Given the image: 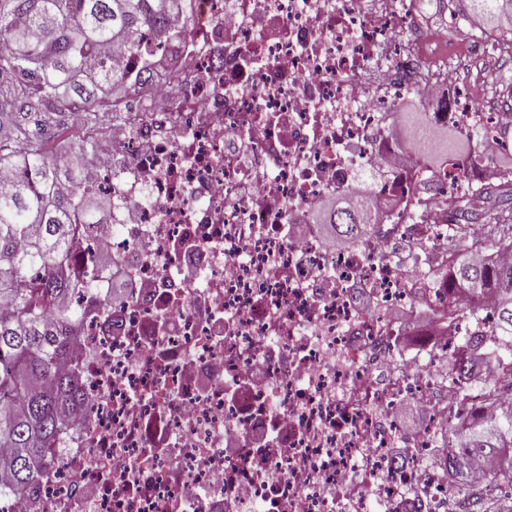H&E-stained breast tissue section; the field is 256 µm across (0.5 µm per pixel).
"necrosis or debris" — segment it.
<instances>
[{
  "instance_id": "obj_1",
  "label": "necrosis or debris",
  "mask_w": 512,
  "mask_h": 512,
  "mask_svg": "<svg viewBox=\"0 0 512 512\" xmlns=\"http://www.w3.org/2000/svg\"><path fill=\"white\" fill-rule=\"evenodd\" d=\"M389 2L193 0L171 22L187 44L145 38L153 73L88 159L110 214L73 264L108 272L69 342L78 418L7 512H473L439 431L512 392L496 364L448 367L449 332L498 341L493 294L440 318V207L511 174L422 157L441 127L498 153L512 112L449 102L447 41L419 22L403 55ZM411 94L432 120L398 139L387 114ZM366 172L368 234L307 228ZM414 399L409 433L395 410Z\"/></svg>"
}]
</instances>
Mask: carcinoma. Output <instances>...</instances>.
<instances>
[{
    "mask_svg": "<svg viewBox=\"0 0 512 512\" xmlns=\"http://www.w3.org/2000/svg\"><path fill=\"white\" fill-rule=\"evenodd\" d=\"M463 14L479 17L494 31L512 19V0H462ZM191 0H0V127L11 130L0 142V169L19 173L0 194V458L8 478L0 484V512L7 499L38 481L59 437L70 427L68 414L80 397L67 344L82 310L65 304L81 288L93 291L91 275H80L71 258L90 227L107 219L105 201L92 190L85 165L60 164L49 148L57 128L49 113L73 105L87 127L108 118L119 121L110 91L135 85L127 74L106 65L99 52L121 43L138 64L139 74L153 60L142 49L151 30L164 42H184L170 28L174 14ZM76 185L72 195L59 187ZM509 191L485 196L487 236L493 249L512 248ZM353 195L336 196L325 224L338 242L367 233V208ZM456 216L448 229L465 235L472 212L449 202ZM448 321L471 310L490 291L498 299L500 345L512 352V263L476 264L454 259L448 270ZM448 476L467 478L470 456L500 457L497 483L512 485V409L487 419L455 418L448 428Z\"/></svg>",
    "mask_w": 512,
    "mask_h": 512,
    "instance_id": "carcinoma-1",
    "label": "carcinoma"
}]
</instances>
